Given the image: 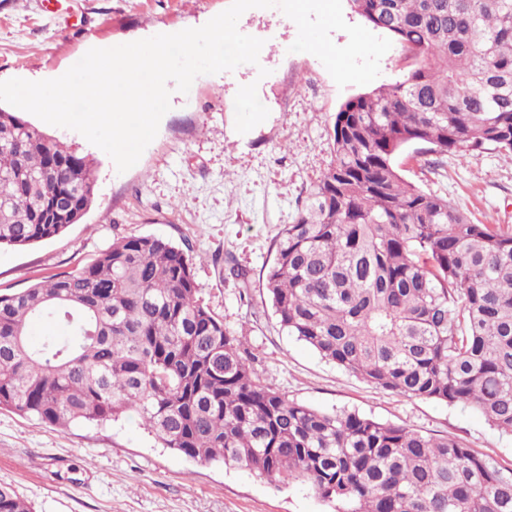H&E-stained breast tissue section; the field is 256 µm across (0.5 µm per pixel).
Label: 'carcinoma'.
<instances>
[{
    "mask_svg": "<svg viewBox=\"0 0 512 512\" xmlns=\"http://www.w3.org/2000/svg\"><path fill=\"white\" fill-rule=\"evenodd\" d=\"M348 2L412 63L340 105L334 158L277 235L267 295L322 358L512 434V226L471 223L394 164L410 145L512 153V0ZM95 184L93 160L0 107V248L63 233ZM197 294L193 257L154 236L0 293V408L59 428L132 411L165 448L303 482L335 512H512V468L461 442L257 383ZM35 322L64 335L32 343ZM0 512L32 509L1 483Z\"/></svg>",
    "mask_w": 512,
    "mask_h": 512,
    "instance_id": "carcinoma-1",
    "label": "carcinoma"
}]
</instances>
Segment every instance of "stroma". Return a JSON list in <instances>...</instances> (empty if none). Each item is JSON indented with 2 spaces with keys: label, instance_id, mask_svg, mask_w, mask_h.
I'll use <instances>...</instances> for the list:
<instances>
[{
  "label": "stroma",
  "instance_id": "1",
  "mask_svg": "<svg viewBox=\"0 0 512 512\" xmlns=\"http://www.w3.org/2000/svg\"><path fill=\"white\" fill-rule=\"evenodd\" d=\"M230 0H0V81L63 75L92 48L196 28ZM241 33L263 39L258 64L198 76L172 92L155 139L126 172L79 132L48 135L95 160V198L63 234L0 249V293L70 272L113 240L157 236L190 247L200 301L244 338L257 379L324 412L348 411L436 437L448 436L512 467V435L468 405L376 389L282 330L263 286L273 242L292 223L331 161L333 117L361 93L338 88L320 60L291 52L297 26L279 8H252ZM268 76L259 77V68ZM257 83L267 119L235 129L239 87ZM395 163L421 190L448 198L476 224L512 225V155L448 154L437 164L417 147ZM251 281L241 298L240 275ZM0 483L34 512H333L299 482L275 485L243 467L199 463L162 447L132 413L105 425L60 429L0 408Z\"/></svg>",
  "mask_w": 512,
  "mask_h": 512
}]
</instances>
